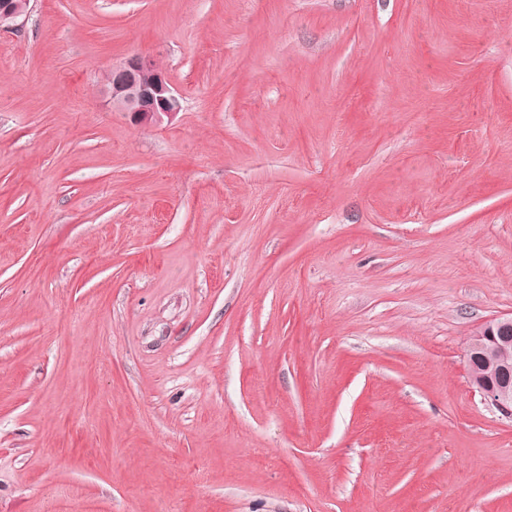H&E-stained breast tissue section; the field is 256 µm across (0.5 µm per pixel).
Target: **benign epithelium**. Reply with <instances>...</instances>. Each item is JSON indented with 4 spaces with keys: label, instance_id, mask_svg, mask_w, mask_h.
<instances>
[{
    "label": "benign epithelium",
    "instance_id": "7a95c632",
    "mask_svg": "<svg viewBox=\"0 0 512 512\" xmlns=\"http://www.w3.org/2000/svg\"><path fill=\"white\" fill-rule=\"evenodd\" d=\"M30 0H0V27L13 28L27 15ZM112 106L138 125L173 120L181 110L180 94L155 60L139 53L112 67L106 88ZM470 383L500 416L512 421V316L482 325L465 350Z\"/></svg>",
    "mask_w": 512,
    "mask_h": 512
}]
</instances>
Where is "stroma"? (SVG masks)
<instances>
[{
  "mask_svg": "<svg viewBox=\"0 0 512 512\" xmlns=\"http://www.w3.org/2000/svg\"><path fill=\"white\" fill-rule=\"evenodd\" d=\"M181 97L135 126L106 75ZM512 0H31L0 29V512H512ZM112 106L131 115L138 125L172 121L180 112V95L167 73L148 55L134 53L112 67L106 88ZM512 316L499 317L482 325L465 350L468 365L483 364L493 373L487 375L469 368L470 383L500 416L512 421ZM511 358V360H510Z\"/></svg>",
  "mask_w": 512,
  "mask_h": 512,
  "instance_id": "stroma-1",
  "label": "stroma"
}]
</instances>
